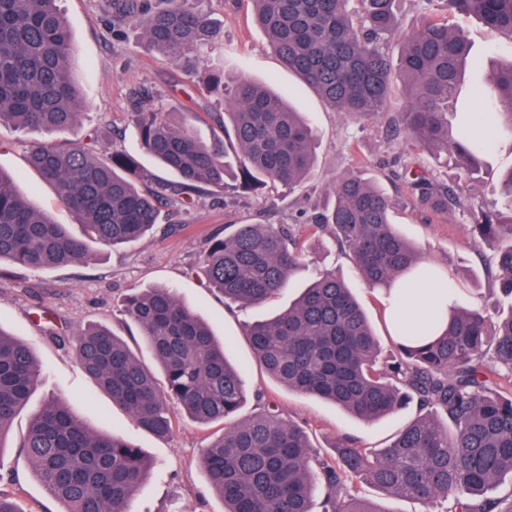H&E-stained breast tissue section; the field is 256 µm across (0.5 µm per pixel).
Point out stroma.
<instances>
[{
  "instance_id": "stroma-1",
  "label": "stroma",
  "mask_w": 512,
  "mask_h": 512,
  "mask_svg": "<svg viewBox=\"0 0 512 512\" xmlns=\"http://www.w3.org/2000/svg\"><path fill=\"white\" fill-rule=\"evenodd\" d=\"M57 6L75 44L73 72L87 103L82 125L105 126L109 137L102 144L103 151L135 154L141 167L153 174V188L163 190L173 177L139 152L131 113L160 105L176 112H220L223 100L203 93L196 78L179 64L149 51L133 33L122 32L102 11L99 0H58ZM210 8L223 33L207 51L209 68L264 81L284 92L312 124L318 139L317 163L305 186L292 193L270 188L258 197H237L220 188L199 190L186 206L162 207L160 222L149 237L130 247H94V258L87 264L31 271L9 261L0 263V329L31 345L43 365L41 382L15 418L0 454V464L15 473L14 479L0 480V491L15 496L27 512L61 509L33 478L18 452L32 415L50 398L66 402L90 429L124 434L155 460L154 473L138 492L133 512H223L222 501L211 493L200 467L211 429L185 418L178 420L168 439L145 434L127 412L113 406L96 388L76 363L71 346L57 341L58 336H73L90 323L129 335L133 324L123 315L121 301L134 288L173 289L180 301L210 324L216 336L227 339V354L241 368L248 390L264 392L284 419L306 426L314 444L335 436L354 438L369 448L388 444L414 416L415 407L366 423L330 402L284 388L256 363L244 336L247 325L287 309L293 291L259 305L230 308L191 272L206 240L225 225L294 223L299 212H313L315 203L345 173L365 168L367 176L385 189L395 203L394 224L419 247L423 259L443 269L458 285L460 305L482 307L491 316L502 308L495 285L478 259L481 246L466 234L463 224L450 214L425 217L412 207L400 182L390 177L384 166L391 149L383 122L334 111L288 72L269 48L250 0H212ZM450 23L466 35L483 59L512 58V49L501 35L478 20L454 16ZM30 139V134L1 126L0 169L17 176L21 191L35 208L79 233L74 214L29 169L24 145ZM510 169L512 138L505 136L486 153L479 182L466 185L465 190L474 194L477 203L502 206L499 181ZM312 258V264L296 272L295 281L310 280L319 265L336 269L358 285L362 304L380 327L381 293L359 286L346 255L334 246L318 247ZM378 335L381 355L389 357L393 343L381 327Z\"/></svg>"
}]
</instances>
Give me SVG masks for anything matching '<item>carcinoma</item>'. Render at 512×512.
Segmentation results:
<instances>
[{
	"label": "carcinoma",
	"instance_id": "1",
	"mask_svg": "<svg viewBox=\"0 0 512 512\" xmlns=\"http://www.w3.org/2000/svg\"><path fill=\"white\" fill-rule=\"evenodd\" d=\"M207 0H101L105 13L133 29L145 46L204 76L214 91L230 89L219 131L203 138L196 112H134L140 150L175 178L177 196L204 186L239 196L267 185L305 184L317 161V139L305 116L267 86L209 69L203 47L221 36ZM272 50L338 112L382 118L388 141L452 163L471 182L487 142L512 134V61L462 87L465 68L480 65L473 45L448 23L473 16L512 45V0H421L424 16L401 26L398 0H251ZM444 11L439 18L436 12ZM74 43L57 0H0V126L53 136L74 131L85 107L72 71ZM404 104L386 111L395 87ZM480 112L448 125L460 97ZM98 132L85 142L34 141L27 160L82 224L72 235L36 210L15 178L0 170V262L53 269L88 261L91 247L130 244L158 223L154 194L129 153L97 155ZM391 174L407 198L437 215L454 213L491 248L489 275L512 299V169L503 175L506 210L485 208L434 170L391 158ZM391 199L359 172L340 176L315 207L307 232L283 224H235L209 237L198 270L227 303L261 304L291 285L312 249L329 233L348 252L362 284L389 289L418 270L414 243L391 222ZM139 331L133 340L97 324L75 334L76 359L95 385L159 439L183 415L220 426L201 461L223 512H390L359 496L366 485L445 512H512V493L488 492L512 478V309L491 321L478 308L454 306L444 331L425 344L395 342L396 356L378 363L379 343L348 283L334 271L316 274L271 319L247 327L254 357L277 383L320 397L355 418L375 421L414 401L418 412L383 448L349 437L317 452L308 430L272 410L239 417L248 392L224 343L172 289L144 288L124 300ZM148 350L144 364L132 345ZM43 367L33 348L0 328V468L4 441L37 388ZM37 480L63 512H130L151 464L119 434L85 427L70 407L49 400L19 445Z\"/></svg>",
	"mask_w": 512,
	"mask_h": 512
}]
</instances>
